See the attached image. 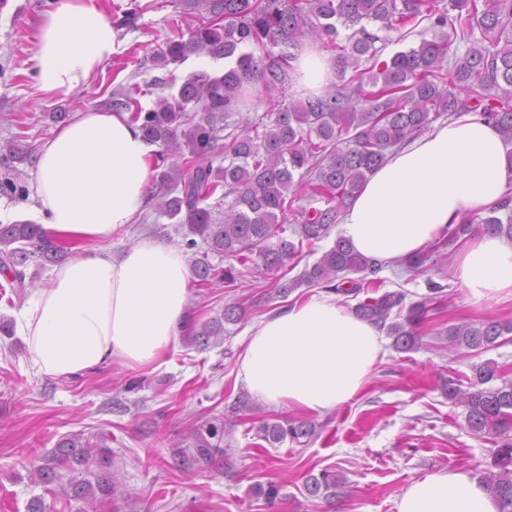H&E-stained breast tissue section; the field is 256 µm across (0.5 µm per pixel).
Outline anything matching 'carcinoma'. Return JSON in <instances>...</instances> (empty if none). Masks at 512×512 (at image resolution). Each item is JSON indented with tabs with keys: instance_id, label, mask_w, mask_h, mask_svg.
Instances as JSON below:
<instances>
[{
	"instance_id": "cac0c4a2",
	"label": "carcinoma",
	"mask_w": 512,
	"mask_h": 512,
	"mask_svg": "<svg viewBox=\"0 0 512 512\" xmlns=\"http://www.w3.org/2000/svg\"><path fill=\"white\" fill-rule=\"evenodd\" d=\"M208 16L188 32L165 42L155 66L182 64L205 53L224 61L222 71L193 72L181 83L166 80L170 92L145 107L137 86L112 99V109L129 113L145 139L158 146V166L148 190L154 210L187 228L189 249L202 239L207 251L192 267L203 283L232 285L237 270L212 265L209 254L245 266L261 262L276 276L272 295L284 298L306 286L358 296L375 287L385 263L357 253L342 237L303 273L285 280L280 272L301 261L304 247L331 236L338 216L392 149L419 135L441 117L482 108L501 134L512 164V0H204ZM448 29L466 52L448 59V44L439 37L383 60L389 33L414 22ZM319 42L334 53L340 83L322 95L285 102L282 89L292 62L308 43ZM261 89L265 107L258 125L262 135H221L228 119L241 112L248 93ZM229 139L219 151L221 138ZM224 163L215 164L219 156ZM29 153L15 139L0 147V195L20 199L26 187L18 165ZM216 198L212 204L211 198ZM297 216V241L282 237L286 215ZM479 230L512 240V195L484 216L451 224L426 250L397 262L406 273L423 271L434 255L447 257L448 245ZM66 248L31 221L0 224V272L19 297L32 286L34 273L62 262ZM429 293L406 302L401 291L368 297L354 312L392 338L399 352L418 344L417 326L439 312L444 285L428 282ZM245 314L228 306L220 317L188 329L191 344L204 348L224 335V324ZM512 343V321H465L448 329V348L488 351ZM448 402L463 409L470 430L492 443L490 466L482 476L497 512H512V380L493 361L472 366L471 375L442 380ZM221 420L191 427L188 444H176L183 465L212 466L224 456ZM317 434L315 423L286 420L266 423L258 435L269 443H299ZM35 483L58 486L76 512L112 497L115 476L106 448L77 436L60 439L45 456L28 460ZM344 478L326 468L310 474L304 488L310 496L334 500Z\"/></svg>"
}]
</instances>
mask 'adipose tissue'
Segmentation results:
<instances>
[{
    "label": "adipose tissue",
    "instance_id": "ef3b65f1",
    "mask_svg": "<svg viewBox=\"0 0 512 512\" xmlns=\"http://www.w3.org/2000/svg\"><path fill=\"white\" fill-rule=\"evenodd\" d=\"M41 92L69 96L117 50L100 0H58L34 33ZM297 88L319 93L335 80L316 47L294 64ZM155 148L123 112H82L44 139L29 198L46 233L77 249L17 314L36 374L63 378L118 360L157 364L189 319L191 268L184 251L150 236L121 255L106 249L147 200ZM512 187V164L496 127L463 112L417 136L374 170L339 216L340 234L368 257L417 254L448 225L484 214ZM96 244L93 255L81 248ZM468 300L512 298V240L477 232L454 271ZM384 351L378 328L319 292L250 327L238 383L258 401L323 413L350 402ZM397 512H496L487 487L467 472L439 470L406 487Z\"/></svg>",
    "mask_w": 512,
    "mask_h": 512
}]
</instances>
